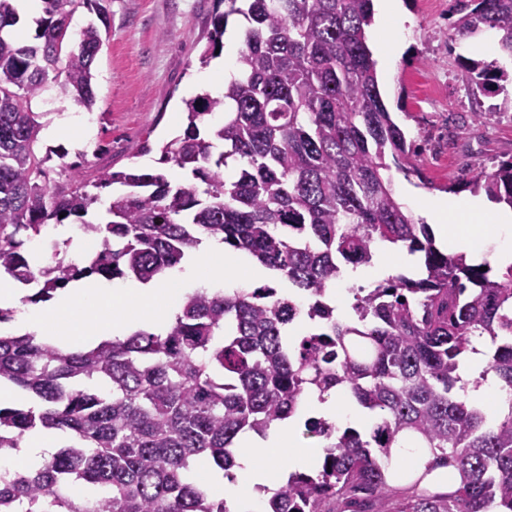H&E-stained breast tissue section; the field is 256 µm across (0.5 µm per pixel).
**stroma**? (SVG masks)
<instances>
[{
	"label": "stroma",
	"mask_w": 512,
	"mask_h": 512,
	"mask_svg": "<svg viewBox=\"0 0 512 512\" xmlns=\"http://www.w3.org/2000/svg\"><path fill=\"white\" fill-rule=\"evenodd\" d=\"M406 20L387 34L382 48L395 57L378 80L394 119L419 153L422 179L394 174L396 198L414 218L426 200L451 182L492 171L512 157V110L504 93L473 96L461 80L459 57L498 58L493 35L448 40L450 0H401ZM109 30L94 63L97 104L88 130L57 138L41 134L39 155L51 183L67 184L73 173L95 178L98 171L136 166L183 174L159 164V148L183 130L184 102L205 93L214 65L202 62V31L214 0H108ZM482 113L474 121V113ZM153 150L137 155L142 141Z\"/></svg>",
	"instance_id": "obj_1"
}]
</instances>
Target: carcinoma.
Instances as JSON below:
<instances>
[{
	"mask_svg": "<svg viewBox=\"0 0 512 512\" xmlns=\"http://www.w3.org/2000/svg\"><path fill=\"white\" fill-rule=\"evenodd\" d=\"M15 2L0 0V273L38 287L22 302L91 277L151 281L213 238L303 303L268 285L198 290L163 331L89 349L0 335V383L35 399L0 407V451L37 427L70 438L40 468L0 476V512H229L190 479L195 458L228 472L242 434L299 415L310 393L338 392L375 415L369 432L306 418L303 437L323 461L289 474L265 512H512V401L491 421L457 374L474 337L488 336L485 373L512 390V265L493 278L441 251L397 200L391 171L422 172L382 98L368 45L373 0H217L224 11L211 18L201 60L223 47L232 15L247 23L245 48L224 97L187 102L183 132L161 147L160 162L189 178L134 167L92 181L77 173L67 185L50 183L37 156L44 113L32 102L53 89L93 110L107 13L96 5L100 25L73 32L77 6L93 0H42L31 44L3 34L18 22ZM452 2L450 39L493 33L512 60V0ZM459 65L474 94L509 79L496 60ZM217 110L223 121L202 134ZM114 184L127 191L109 200L107 221L79 224L99 251L77 264L57 247L33 266L28 241L62 213L84 217ZM464 187L512 207V158ZM381 243L421 256L425 273L357 289L349 319H338L331 287L345 267L372 265ZM448 466L458 488L422 487ZM76 484L98 495L78 502Z\"/></svg>",
	"mask_w": 512,
	"mask_h": 512,
	"instance_id": "carcinoma-1",
	"label": "carcinoma"
}]
</instances>
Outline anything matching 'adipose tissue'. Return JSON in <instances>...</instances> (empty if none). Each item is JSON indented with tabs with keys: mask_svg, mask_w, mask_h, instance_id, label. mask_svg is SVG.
Returning <instances> with one entry per match:
<instances>
[{
	"mask_svg": "<svg viewBox=\"0 0 512 512\" xmlns=\"http://www.w3.org/2000/svg\"><path fill=\"white\" fill-rule=\"evenodd\" d=\"M482 210V205L471 201L436 197L429 202L427 214L436 238L452 252L474 261L485 259L503 267L512 265V212H496L494 224L481 228L475 226L474 220ZM487 350V343H476L474 351L464 357L460 375L467 383L469 399L493 413L501 405V395L495 378L484 373ZM303 411L361 429L369 428L371 423L368 416L341 394L324 401L308 396ZM294 427V420L287 419L272 424L265 435L244 437L234 478L202 467L196 472L197 479L223 498L230 512H260L261 491L276 487L280 466L307 469L320 456L319 449L294 445ZM60 438V433L44 428L27 433L19 453L0 454V473L22 466L38 468L54 452Z\"/></svg>",
	"mask_w": 512,
	"mask_h": 512,
	"instance_id": "ef3b65f1",
	"label": "adipose tissue"
}]
</instances>
